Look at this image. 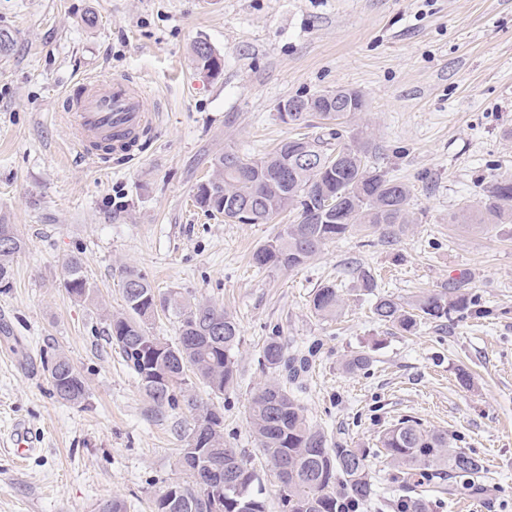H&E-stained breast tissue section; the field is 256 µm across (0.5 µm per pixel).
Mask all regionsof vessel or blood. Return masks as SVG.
<instances>
[{
    "mask_svg": "<svg viewBox=\"0 0 512 512\" xmlns=\"http://www.w3.org/2000/svg\"><path fill=\"white\" fill-rule=\"evenodd\" d=\"M62 108L71 141L83 157L108 148L131 153L144 128L158 119L145 85L128 76L79 79Z\"/></svg>",
    "mask_w": 512,
    "mask_h": 512,
    "instance_id": "b4317fda",
    "label": "vessel or blood"
}]
</instances>
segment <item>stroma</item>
I'll use <instances>...</instances> for the list:
<instances>
[{
    "label": "stroma",
    "instance_id": "stroma-1",
    "mask_svg": "<svg viewBox=\"0 0 512 512\" xmlns=\"http://www.w3.org/2000/svg\"><path fill=\"white\" fill-rule=\"evenodd\" d=\"M0 217L24 249L0 288V512H98L108 499L153 512L189 421L156 418L105 335L121 312L120 272L146 275L157 293L223 307L240 327L237 381L217 399L224 435L251 458L270 512L276 480L248 424L252 395L270 373L267 337L314 350L301 399L332 440L364 448L380 496L393 498L382 433L405 418L447 434L484 460L479 489L440 512H512V224L472 232L448 217L512 177V0H0ZM207 42L218 74L198 68ZM126 75L161 113L133 154L91 163L73 146L60 96L86 76ZM336 88L367 104L345 140L368 135L373 167L408 183L415 219L396 243L353 231L306 267L269 271L252 254L294 223L231 224L192 198L213 158L257 155L295 132L279 102ZM83 261L93 301L72 298L63 264ZM370 272L374 291L357 276ZM335 283L336 319L310 309ZM458 284L486 309L401 333L373 319L377 297L407 302ZM372 358L352 374V352ZM61 353L82 374V405L58 401L45 362ZM467 370L461 384L459 370ZM36 435L20 458L15 426Z\"/></svg>",
    "mask_w": 512,
    "mask_h": 512
}]
</instances>
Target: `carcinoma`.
Wrapping results in <instances>:
<instances>
[{
    "label": "carcinoma",
    "mask_w": 512,
    "mask_h": 512,
    "mask_svg": "<svg viewBox=\"0 0 512 512\" xmlns=\"http://www.w3.org/2000/svg\"><path fill=\"white\" fill-rule=\"evenodd\" d=\"M197 65L210 72L214 52L204 41L193 48ZM343 109L336 111L329 90L305 98L315 115L341 127L366 109L363 96L347 89ZM331 139L306 134L283 140L260 157L226 151L215 157L212 174L197 187L195 204L204 212L223 214L225 201L256 206L255 221L263 224L288 209H298L300 220L284 224L278 234L252 255L261 269L294 270L306 266L330 241L357 226L377 228L394 242L404 235L413 218L409 212L410 186L368 165L374 145L369 139L350 143L336 130ZM450 223L471 231L489 224H512V179L500 178L483 189L477 205L463 207ZM10 246L0 247V285L7 283L9 263L24 247L17 226L0 218V236ZM64 288L79 301L93 296L82 260L65 261ZM124 311L107 318L106 335L117 346L126 365L156 415L181 410L190 417L177 464L186 480L169 484L155 500V512H268L267 502L254 485L258 474L252 462L230 447L224 438V416L214 403L198 397L196 384L221 397L234 387L237 364L234 350L240 329L233 316L208 302L191 303L176 294L165 296L179 319L178 335L171 341L153 335L148 321L154 317L157 293L141 273L127 269L121 279ZM314 313L333 318L341 298L333 284L313 293ZM477 313L473 296L456 286L423 293L407 303L389 296L376 299L372 314L380 323L413 334L424 321L441 322L452 315ZM262 359L272 377L251 398L249 429L278 482L283 512H339L346 504L357 510L375 501L376 480L369 452L333 443L312 424L297 395V384L308 371L305 355L285 352L280 337L263 344ZM371 365L363 351L353 352L345 369L361 372ZM52 394L70 405L81 404L87 387L83 376L64 355L46 360ZM390 458L393 482L402 489L448 479V494L460 487L476 489L485 471L484 461L467 448H452L444 433L427 430L416 421L403 420L380 438ZM398 512H427L422 498L402 495Z\"/></svg>",
    "instance_id": "1"
}]
</instances>
